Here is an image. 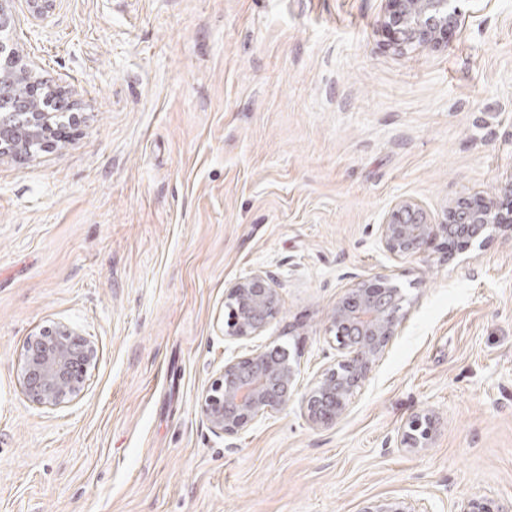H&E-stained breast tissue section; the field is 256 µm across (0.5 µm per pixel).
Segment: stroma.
Listing matches in <instances>:
<instances>
[{
    "mask_svg": "<svg viewBox=\"0 0 512 512\" xmlns=\"http://www.w3.org/2000/svg\"><path fill=\"white\" fill-rule=\"evenodd\" d=\"M397 51L385 0H54L12 5L14 44L76 104L35 157L0 158V512H359L512 507V229L391 256V203L433 222L512 183V0L460 4ZM272 270L279 311L225 339L228 287ZM396 278L402 326L347 413L302 398L341 353L332 308ZM65 326L95 349L53 406L20 382ZM283 345V410L233 437L200 400L228 356ZM430 413L428 448L400 447ZM360 512H416L413 503L405 498L389 497L365 501Z\"/></svg>",
    "mask_w": 512,
    "mask_h": 512,
    "instance_id": "stroma-1",
    "label": "stroma"
}]
</instances>
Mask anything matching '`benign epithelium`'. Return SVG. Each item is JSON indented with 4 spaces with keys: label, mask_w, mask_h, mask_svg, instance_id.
I'll list each match as a JSON object with an SVG mask.
<instances>
[{
    "label": "benign epithelium",
    "mask_w": 512,
    "mask_h": 512,
    "mask_svg": "<svg viewBox=\"0 0 512 512\" xmlns=\"http://www.w3.org/2000/svg\"><path fill=\"white\" fill-rule=\"evenodd\" d=\"M0 0V73H11L27 83L29 96L41 100L47 112H25L24 123L40 128L39 149L53 146L55 128L75 120L71 106L55 96L41 95L40 88L28 81L31 66L23 64L22 54L2 35L11 22L8 3ZM383 27L400 50L434 46L448 35V28L460 24L452 8L454 0H386ZM512 224V198L508 212L487 202L458 200L449 208L447 220L433 223L417 202L400 200L387 211L379 225L380 242L392 256H420L437 238L453 246H465L479 236L475 226ZM232 308L225 336L232 341L261 335L279 307V292L270 271H258L233 283L226 293ZM402 289L387 275L357 281L336 300L331 316L341 366L325 372L304 399V414L316 429L333 426L347 412L357 391L369 379L375 365L399 335ZM94 356L92 345L67 327L47 329L29 349L21 366V381L29 398L40 405H55L80 391L82 372ZM299 369L287 347L252 350L231 356L211 381L200 409L210 429L234 436L263 417L288 406L293 397ZM436 432V419L429 413L412 417L401 431V445L426 448ZM360 512H416L405 498L389 497L364 502ZM459 512H505L480 496L463 500Z\"/></svg>",
    "instance_id": "benign-epithelium-1"
}]
</instances>
